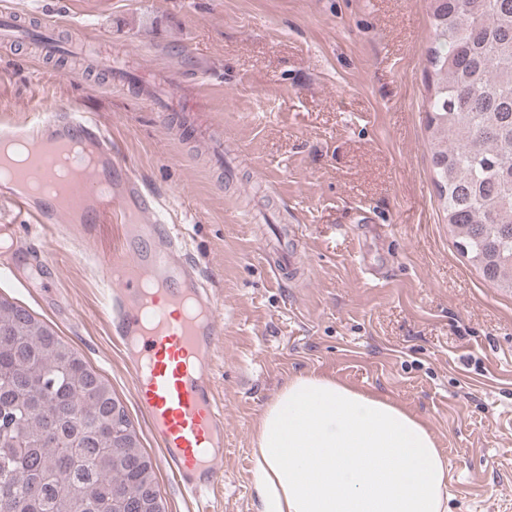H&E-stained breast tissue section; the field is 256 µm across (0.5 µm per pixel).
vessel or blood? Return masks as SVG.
<instances>
[{"instance_id": "b4317fda", "label": "vessel or blood", "mask_w": 512, "mask_h": 512, "mask_svg": "<svg viewBox=\"0 0 512 512\" xmlns=\"http://www.w3.org/2000/svg\"><path fill=\"white\" fill-rule=\"evenodd\" d=\"M42 144L15 182H0V201L17 224H0V238L18 224H71L80 236L92 225L114 224L122 243L97 255L106 290L110 334L123 351L137 403L159 448V461L178 486L217 512L212 500L226 482L224 406L210 370L223 323L198 268L183 258L178 238L138 176L121 164L104 130L71 108L43 107L36 122L0 126V141ZM79 140L99 158L96 173L60 184L65 159L58 144ZM109 183V193L99 190Z\"/></svg>"}]
</instances>
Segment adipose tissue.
Segmentation results:
<instances>
[{
	"mask_svg": "<svg viewBox=\"0 0 512 512\" xmlns=\"http://www.w3.org/2000/svg\"><path fill=\"white\" fill-rule=\"evenodd\" d=\"M255 442L263 512H448L445 454L420 419L374 393L294 376Z\"/></svg>",
	"mask_w": 512,
	"mask_h": 512,
	"instance_id": "1",
	"label": "adipose tissue"
}]
</instances>
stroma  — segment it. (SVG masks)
Returning a JSON list of instances; mask_svg holds the SVG:
<instances>
[{
  "instance_id": "obj_1",
  "label": "stroma",
  "mask_w": 512,
  "mask_h": 512,
  "mask_svg": "<svg viewBox=\"0 0 512 512\" xmlns=\"http://www.w3.org/2000/svg\"><path fill=\"white\" fill-rule=\"evenodd\" d=\"M50 37L86 28L126 60L122 84L36 38L0 43V120L75 105L112 139L174 225L224 317L222 512H261L255 429L288 378L327 376L419 417L448 458V512H512V294L461 255L425 129L426 0H0ZM199 112L160 118L147 84ZM224 131V159L209 147ZM300 278L277 280L279 230ZM60 268L51 288L0 279L111 384L152 442L104 314L99 266L66 225H21Z\"/></svg>"
}]
</instances>
